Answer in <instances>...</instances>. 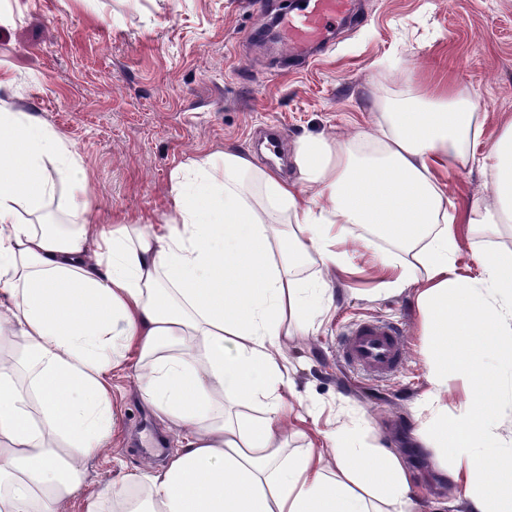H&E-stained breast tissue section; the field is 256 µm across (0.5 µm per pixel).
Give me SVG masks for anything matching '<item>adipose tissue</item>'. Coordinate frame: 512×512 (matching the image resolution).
Masks as SVG:
<instances>
[{"label": "adipose tissue", "instance_id": "obj_1", "mask_svg": "<svg viewBox=\"0 0 512 512\" xmlns=\"http://www.w3.org/2000/svg\"><path fill=\"white\" fill-rule=\"evenodd\" d=\"M374 107L375 133L301 140L294 180L230 148L177 164L155 226L89 221L77 154L0 99V512H64L80 493L85 512H416L403 460L356 427L287 452L302 395L284 341L328 315L353 224L415 260L395 282L415 287L439 417L414 437L469 512H512V449L485 417L499 395L488 362L512 367V248L480 251L479 278L456 274L462 240L512 229V122L480 157L479 115L458 93ZM473 162L490 199L451 211L447 166ZM62 180L72 218L57 224ZM129 366L183 444L90 492L85 464L115 424L110 374ZM452 369L480 411L449 414Z\"/></svg>", "mask_w": 512, "mask_h": 512}]
</instances>
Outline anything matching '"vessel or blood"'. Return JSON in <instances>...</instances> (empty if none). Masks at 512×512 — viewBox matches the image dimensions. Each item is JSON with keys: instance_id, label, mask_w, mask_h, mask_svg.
Wrapping results in <instances>:
<instances>
[{"instance_id": "vessel-or-blood-1", "label": "vessel or blood", "mask_w": 512, "mask_h": 512, "mask_svg": "<svg viewBox=\"0 0 512 512\" xmlns=\"http://www.w3.org/2000/svg\"><path fill=\"white\" fill-rule=\"evenodd\" d=\"M353 0H291L278 15L275 39L291 67L308 65L326 43L329 30L353 18ZM338 351L345 364L369 377L396 375L405 360L404 330L398 323L364 318L343 332Z\"/></svg>"}]
</instances>
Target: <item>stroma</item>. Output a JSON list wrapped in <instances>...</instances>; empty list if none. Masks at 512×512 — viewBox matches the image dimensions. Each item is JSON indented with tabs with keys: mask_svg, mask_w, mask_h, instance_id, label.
Returning <instances> with one entry per match:
<instances>
[{
	"mask_svg": "<svg viewBox=\"0 0 512 512\" xmlns=\"http://www.w3.org/2000/svg\"><path fill=\"white\" fill-rule=\"evenodd\" d=\"M364 20L329 38L302 69L256 42L247 0H0V77L16 111L63 135L89 176L90 210L106 224L162 223L179 162L232 148L260 166L297 175L300 138L374 132L370 99L427 97L437 84L462 94L483 120L489 149L512 119V0H355ZM281 126L278 153L258 149ZM478 164L449 170L448 196L465 206L486 193ZM334 274V304L320 328L290 337L292 377L317 423L289 433L306 447L320 431L365 419L366 444L401 455L419 512H468L430 451L409 441L427 390L425 336L413 288L394 289L353 232ZM392 319L406 332L403 370L384 382L345 366L337 352L355 320ZM112 443L86 463L90 490L125 471L164 461L177 438L140 396L133 374L112 378Z\"/></svg>",
	"mask_w": 512,
	"mask_h": 512,
	"instance_id": "stroma-1",
	"label": "stroma"
}]
</instances>
